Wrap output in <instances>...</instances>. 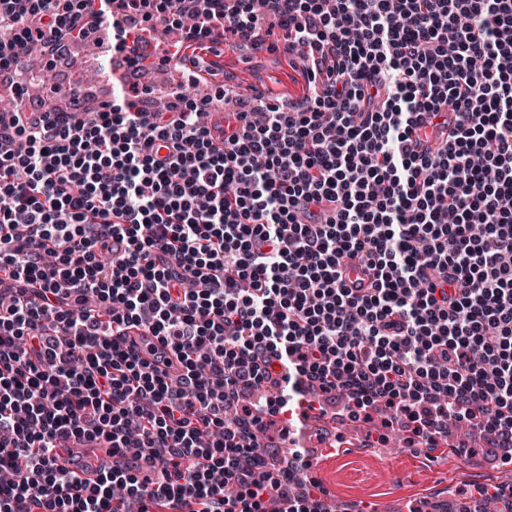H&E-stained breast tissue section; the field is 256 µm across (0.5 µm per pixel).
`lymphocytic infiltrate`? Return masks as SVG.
Instances as JSON below:
<instances>
[{"label": "lymphocytic infiltrate", "mask_w": 512, "mask_h": 512, "mask_svg": "<svg viewBox=\"0 0 512 512\" xmlns=\"http://www.w3.org/2000/svg\"><path fill=\"white\" fill-rule=\"evenodd\" d=\"M271 22L306 92L222 141L210 96L120 75L0 119V512H325L303 449L253 450L338 396L512 462V0H0V86L89 38L145 70L155 33L191 74ZM62 435L140 465L85 485ZM104 441L100 443H78L71 436H62L57 443V448L55 452L56 456V465L60 468L71 469L72 461L74 456L85 448H99L100 452H106L109 448H102V444Z\"/></svg>", "instance_id": "lymphocytic-infiltrate-1"}]
</instances>
